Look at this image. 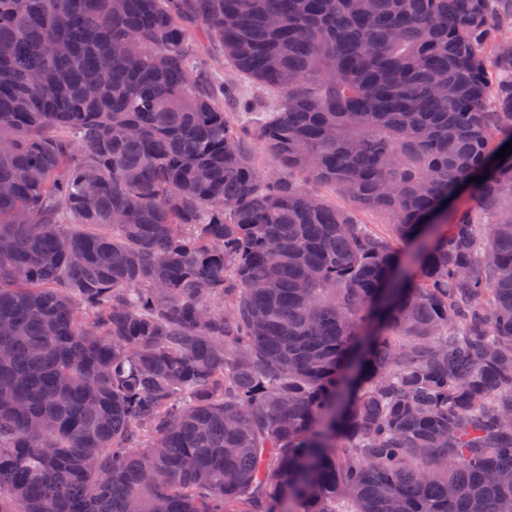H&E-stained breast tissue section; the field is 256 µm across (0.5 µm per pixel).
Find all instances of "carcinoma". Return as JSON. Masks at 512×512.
<instances>
[{"mask_svg":"<svg viewBox=\"0 0 512 512\" xmlns=\"http://www.w3.org/2000/svg\"><path fill=\"white\" fill-rule=\"evenodd\" d=\"M509 18L0 0V512H512ZM211 64L217 72H224V78L235 79L237 83V93L239 97L248 100L253 107L268 108L274 105L277 100V93L259 87L245 77L235 76L234 73L224 63V59H212Z\"/></svg>","mask_w":512,"mask_h":512,"instance_id":"1","label":"carcinoma"}]
</instances>
